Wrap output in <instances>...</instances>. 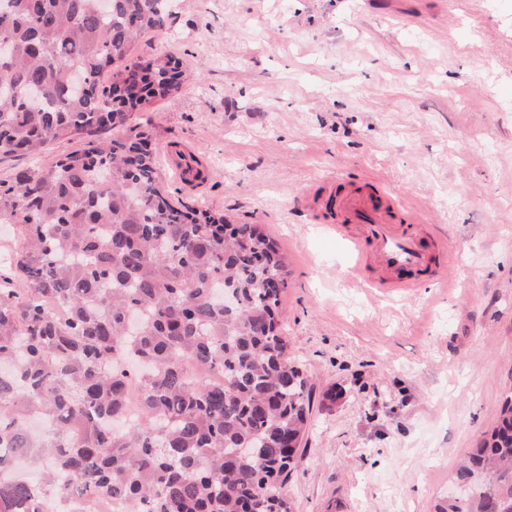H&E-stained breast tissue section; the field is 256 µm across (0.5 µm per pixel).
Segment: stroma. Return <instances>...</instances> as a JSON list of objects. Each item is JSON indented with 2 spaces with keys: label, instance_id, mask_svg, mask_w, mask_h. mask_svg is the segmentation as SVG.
Here are the masks:
<instances>
[{
  "label": "stroma",
  "instance_id": "stroma-1",
  "mask_svg": "<svg viewBox=\"0 0 512 512\" xmlns=\"http://www.w3.org/2000/svg\"><path fill=\"white\" fill-rule=\"evenodd\" d=\"M133 51L179 59L150 116L159 162L187 153L175 202L258 224L279 244L288 354L314 382L293 512H434L512 389V0H172ZM0 156V180L81 149ZM389 187L441 281L367 288L314 221L330 189Z\"/></svg>",
  "mask_w": 512,
  "mask_h": 512
}]
</instances>
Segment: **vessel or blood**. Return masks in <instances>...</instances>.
Returning a JSON list of instances; mask_svg holds the SVG:
<instances>
[{"mask_svg":"<svg viewBox=\"0 0 512 512\" xmlns=\"http://www.w3.org/2000/svg\"><path fill=\"white\" fill-rule=\"evenodd\" d=\"M313 216L346 241L358 261H373L374 273L364 279L369 287H383L389 278L405 272L427 271L436 281L442 277L440 270L430 267L417 224L400 198L385 188L348 191L335 208L316 209Z\"/></svg>","mask_w":512,"mask_h":512,"instance_id":"vessel-or-blood-1","label":"vessel or blood"}]
</instances>
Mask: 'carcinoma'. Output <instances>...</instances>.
<instances>
[{
    "mask_svg": "<svg viewBox=\"0 0 512 512\" xmlns=\"http://www.w3.org/2000/svg\"><path fill=\"white\" fill-rule=\"evenodd\" d=\"M170 15L168 0H0V156L84 140L0 181V224L22 235V287L0 284V471L48 462L40 482L0 477V512L84 492L129 512H292L312 401L280 329L284 257L257 224L172 202L150 128L128 123L179 92L176 58L130 59ZM133 393L146 420L119 429ZM28 409L56 423L41 443ZM455 481L469 494L435 512H512V394Z\"/></svg>",
    "mask_w": 512,
    "mask_h": 512,
    "instance_id": "1",
    "label": "carcinoma"
}]
</instances>
